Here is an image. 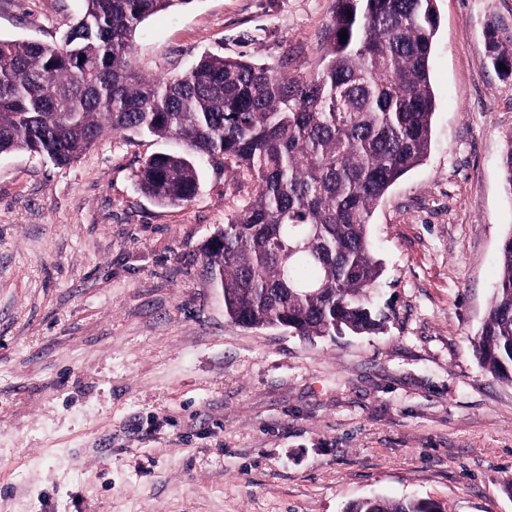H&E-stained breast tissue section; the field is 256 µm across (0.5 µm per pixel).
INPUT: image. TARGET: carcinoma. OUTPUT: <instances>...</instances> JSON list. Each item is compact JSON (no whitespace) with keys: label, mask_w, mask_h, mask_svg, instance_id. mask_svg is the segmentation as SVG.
Segmentation results:
<instances>
[{"label":"carcinoma","mask_w":512,"mask_h":512,"mask_svg":"<svg viewBox=\"0 0 512 512\" xmlns=\"http://www.w3.org/2000/svg\"><path fill=\"white\" fill-rule=\"evenodd\" d=\"M193 2L85 0L58 45L0 38V154L25 150L66 167L107 129L174 140L181 149L150 156L138 174L163 206L195 197L199 160L222 161L254 185L204 249L230 320L286 324L306 340L381 330L369 217L431 146L436 0H336L323 67L307 80L288 77L283 60L243 53L205 55L176 78L145 74L132 54L138 27ZM488 57L512 76V50L492 33ZM472 346L483 369L512 383V235ZM438 508L366 497L344 512Z\"/></svg>","instance_id":"cac0c4a2"}]
</instances>
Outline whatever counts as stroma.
Returning a JSON list of instances; mask_svg holds the SVG:
<instances>
[{
	"label": "stroma",
	"instance_id": "1",
	"mask_svg": "<svg viewBox=\"0 0 512 512\" xmlns=\"http://www.w3.org/2000/svg\"><path fill=\"white\" fill-rule=\"evenodd\" d=\"M334 0H194L134 37L157 76L202 54L317 71ZM84 0H0V37L59 43ZM432 145L369 218L384 332L307 342L224 310L206 242L251 183L201 166L155 203L138 172L167 142L107 133L66 167L0 155V512H344L377 496L512 512V384L471 341L512 195V0H437ZM487 48L488 57L493 67L505 76H512V50H506L492 34L489 35ZM500 62L505 64L507 70L499 68Z\"/></svg>",
	"mask_w": 512,
	"mask_h": 512
}]
</instances>
